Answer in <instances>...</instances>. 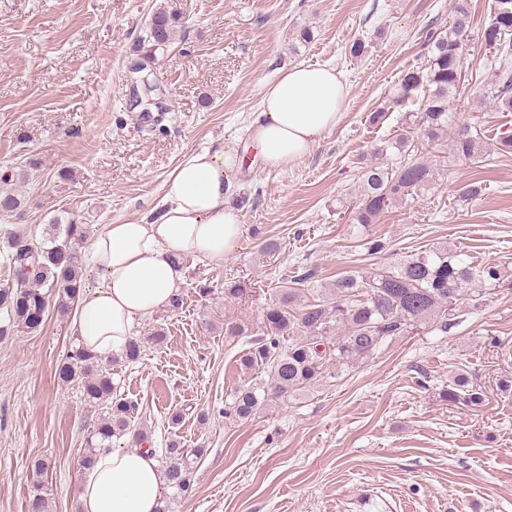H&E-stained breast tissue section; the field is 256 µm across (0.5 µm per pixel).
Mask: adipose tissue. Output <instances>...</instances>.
<instances>
[{"mask_svg": "<svg viewBox=\"0 0 512 512\" xmlns=\"http://www.w3.org/2000/svg\"><path fill=\"white\" fill-rule=\"evenodd\" d=\"M346 84L329 66H290L269 84L248 133L266 167L285 168L308 156L342 118ZM243 159L223 138L183 155L166 176L157 216L103 225L90 246L102 277L77 307L71 333L101 357L122 351L139 323L169 305L184 282L178 259L212 263L238 246L240 213L233 205L231 172ZM160 463L127 439L125 448L99 457L77 488L82 512H157Z\"/></svg>", "mask_w": 512, "mask_h": 512, "instance_id": "ef3b65f1", "label": "adipose tissue"}]
</instances>
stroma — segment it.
Here are the masks:
<instances>
[{"instance_id": "1", "label": "stroma", "mask_w": 512, "mask_h": 512, "mask_svg": "<svg viewBox=\"0 0 512 512\" xmlns=\"http://www.w3.org/2000/svg\"><path fill=\"white\" fill-rule=\"evenodd\" d=\"M493 0H469L472 24L464 82L452 100L454 125L486 135L511 130L512 112L482 102L489 55L481 29ZM181 25L158 55L170 110L141 127L126 109L127 57L156 6ZM451 0H0V171L39 156L19 190L20 217L0 220L39 242L55 218L77 217L88 237L105 224L148 212L182 156L221 137L248 148L246 129L266 85L290 65L342 72L348 96L340 122L297 164L265 168L253 158L236 175L248 201L242 235L223 263L184 259L183 305L136 327L161 329L133 363L118 361L121 393L145 408L134 429L152 447L169 440L206 454L193 490L173 512H512V285L489 291L448 333L420 329L374 358L296 399L270 403L259 418L225 419L244 383L238 364L249 339L229 336L232 317L258 323L261 311L299 268L318 271L302 301L337 275L388 265L363 241L383 239L414 254L448 245L480 263L512 264V153L493 154L485 187L459 196L475 165L449 163L433 189L351 229L357 164L401 127L415 104L390 105L389 89L423 60L431 33L448 27ZM311 38L300 41L302 30ZM362 56L351 57L354 40ZM385 110L380 123L369 117ZM276 240L263 253L261 238ZM257 286L240 300L226 281ZM212 287L200 296V287ZM73 338L69 318L49 308L41 331L0 341V512H25L31 465L46 458L51 512H81L77 487L86 429L95 415L78 387L55 370ZM467 367L487 395L479 408L451 406L437 389ZM208 412L199 423V412ZM181 413L172 424L173 413Z\"/></svg>"}]
</instances>
